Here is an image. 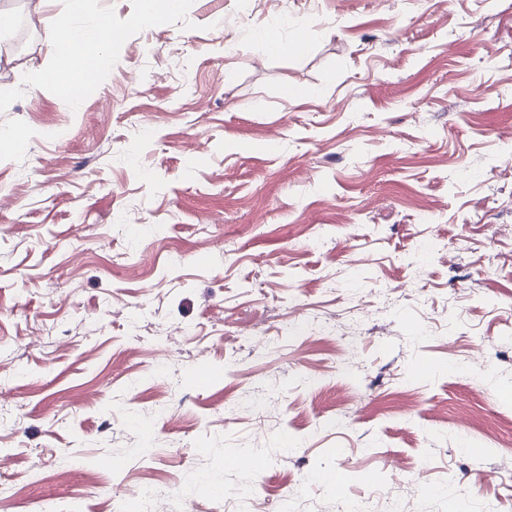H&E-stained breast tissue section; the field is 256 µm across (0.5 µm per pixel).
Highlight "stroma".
Returning a JSON list of instances; mask_svg holds the SVG:
<instances>
[{
    "label": "stroma",
    "mask_w": 512,
    "mask_h": 512,
    "mask_svg": "<svg viewBox=\"0 0 512 512\" xmlns=\"http://www.w3.org/2000/svg\"><path fill=\"white\" fill-rule=\"evenodd\" d=\"M140 8L0 0V512H512V0ZM81 42L76 41V39ZM61 39L70 40L77 48L75 54L66 56L60 46ZM50 47L54 53L53 66L45 73V79L53 77L51 83L57 88L76 86L63 89L67 97H78L83 93V85L86 77L94 70H99L110 64L111 60L104 54L98 36L93 38H81L69 31H57L50 37Z\"/></svg>",
    "instance_id": "stroma-1"
}]
</instances>
